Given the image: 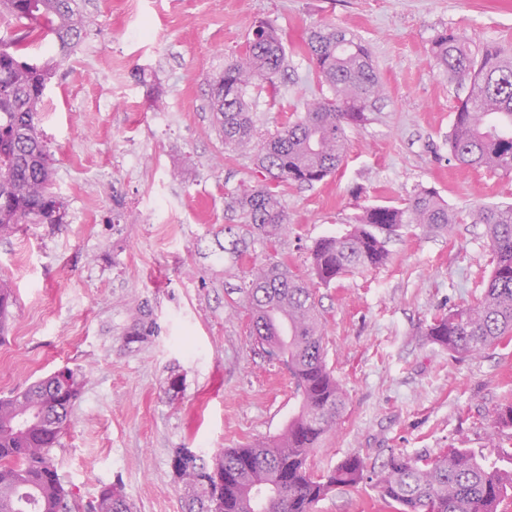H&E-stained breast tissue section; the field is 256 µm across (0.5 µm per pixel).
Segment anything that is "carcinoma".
<instances>
[{
    "label": "carcinoma",
    "instance_id": "carcinoma-1",
    "mask_svg": "<svg viewBox=\"0 0 512 512\" xmlns=\"http://www.w3.org/2000/svg\"><path fill=\"white\" fill-rule=\"evenodd\" d=\"M26 21L25 35L0 42V237L21 224H63L65 201L52 192V159L39 130V113L56 67L78 47L89 26L76 0H0V12ZM51 35V54L34 67L26 42ZM319 82L332 97L306 104L275 132L258 134L247 100L250 88L279 91L286 68L284 33L266 20L252 30L245 53L211 80L210 110L224 146L252 156L262 179L227 193L225 207L241 223L224 226L219 249L233 259L257 242L288 232L278 188L312 186L336 172L347 153L346 128L367 120L384 92L370 51L356 33L314 27L305 41ZM434 68L467 87L448 135V160L474 169L512 171V53L487 48L475 56L463 35L445 30L431 48ZM486 227L493 269L481 299L433 319L426 336L452 354L471 356L512 336V204L481 206L462 216L431 189L398 205L368 206L349 230L318 240L312 249L317 283L329 285L388 261V236L411 224L447 232L465 220ZM238 290L250 335L288 366L301 405L281 435L244 448L223 449L207 463L190 448H175L172 467L187 492L186 512H314L338 488H355L365 465L350 456L321 476L308 459L345 407L340 383L327 367L313 285L273 256L253 264ZM14 292L0 278V335L9 328ZM58 374L0 397V512H132L118 484L105 485L84 505L65 488L53 448L80 398V374L66 369V398ZM491 462L469 448L441 456L392 455L378 482L395 512H498L512 491V453Z\"/></svg>",
    "mask_w": 512,
    "mask_h": 512
}]
</instances>
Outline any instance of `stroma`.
Returning a JSON list of instances; mask_svg holds the SVG:
<instances>
[{"label": "stroma", "mask_w": 512, "mask_h": 512, "mask_svg": "<svg viewBox=\"0 0 512 512\" xmlns=\"http://www.w3.org/2000/svg\"><path fill=\"white\" fill-rule=\"evenodd\" d=\"M91 21L57 68L40 128L53 158L62 224H25L0 239V276L15 290L0 339V396L67 366L82 395L54 454L82 500L121 482L132 512H182L172 451L205 457L279 435L298 411L287 369L249 334L227 288L246 264L218 257L237 223L227 192L257 184L252 159L225 149L209 109L210 79L242 54L254 23L287 36L277 96L252 88L256 125L272 132L329 96L305 52L311 28L364 38L385 95L347 129V156L313 186L280 189L289 232L279 258L313 282L311 249L349 229L361 207L397 205L422 187L466 212L512 202V173L461 168L448 134L466 90L438 72L431 45L462 32L473 52L512 47V0H79ZM384 266L315 285L326 363L346 402L309 459L315 473L356 455L358 487L331 492L315 512H391L376 483L390 456L471 448L512 452L496 412L512 402V343L460 358L425 329L479 300L493 268L484 225L447 233L408 227ZM149 320L144 342L125 345ZM184 379L167 389L171 373Z\"/></svg>", "instance_id": "obj_1"}]
</instances>
